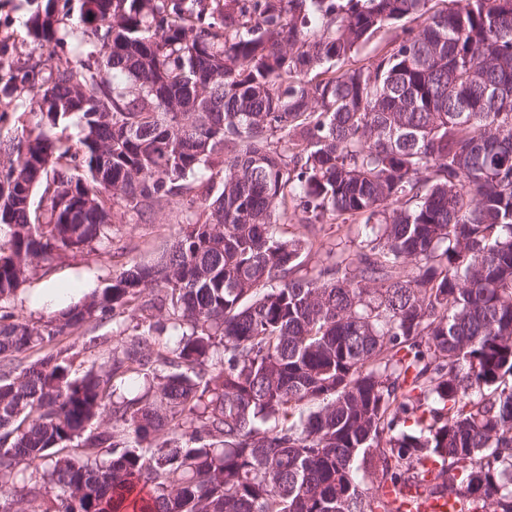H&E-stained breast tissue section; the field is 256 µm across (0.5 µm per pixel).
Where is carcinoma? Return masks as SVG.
Segmentation results:
<instances>
[{
    "label": "carcinoma",
    "instance_id": "obj_1",
    "mask_svg": "<svg viewBox=\"0 0 512 512\" xmlns=\"http://www.w3.org/2000/svg\"><path fill=\"white\" fill-rule=\"evenodd\" d=\"M429 2L82 0L75 60L0 53V512H400L408 485L512 512V0ZM68 17L27 35L62 49ZM117 206L183 227L64 310L5 309ZM290 208L370 232L300 275ZM129 312L80 375L51 347Z\"/></svg>",
    "mask_w": 512,
    "mask_h": 512
}]
</instances>
